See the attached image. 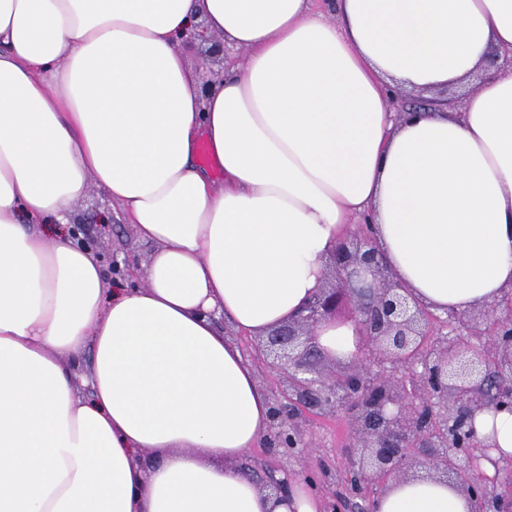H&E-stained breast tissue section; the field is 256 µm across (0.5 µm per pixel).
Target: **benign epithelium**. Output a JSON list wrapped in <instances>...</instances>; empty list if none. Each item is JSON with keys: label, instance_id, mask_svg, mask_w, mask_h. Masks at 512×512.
Segmentation results:
<instances>
[{"label": "benign epithelium", "instance_id": "7a95c632", "mask_svg": "<svg viewBox=\"0 0 512 512\" xmlns=\"http://www.w3.org/2000/svg\"><path fill=\"white\" fill-rule=\"evenodd\" d=\"M480 316L437 314L410 300L369 225H355L301 312L255 343L267 370L281 377L267 447L285 458L304 453L297 415L345 414L356 448L347 483L363 500L359 512H376L378 499L410 470L441 474L474 512H512V482L481 469L483 460L496 464L495 446L475 424L485 411H512V290ZM344 319L360 339L345 363L318 341L322 323ZM438 325L448 333L436 338Z\"/></svg>", "mask_w": 512, "mask_h": 512}]
</instances>
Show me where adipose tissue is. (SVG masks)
<instances>
[{
    "mask_svg": "<svg viewBox=\"0 0 512 512\" xmlns=\"http://www.w3.org/2000/svg\"><path fill=\"white\" fill-rule=\"evenodd\" d=\"M212 34L248 56L207 86L183 46ZM494 48L512 0H337L332 22L310 0H0V512H319L306 480L282 498L238 467L270 399L217 320L258 338L297 315L354 216L434 309L512 287ZM479 72L459 110L395 119L393 91ZM93 185L154 245L143 285L67 231ZM476 426L512 459V413ZM472 508L428 476L377 504Z\"/></svg>",
    "mask_w": 512,
    "mask_h": 512,
    "instance_id": "ef3b65f1",
    "label": "adipose tissue"
}]
</instances>
